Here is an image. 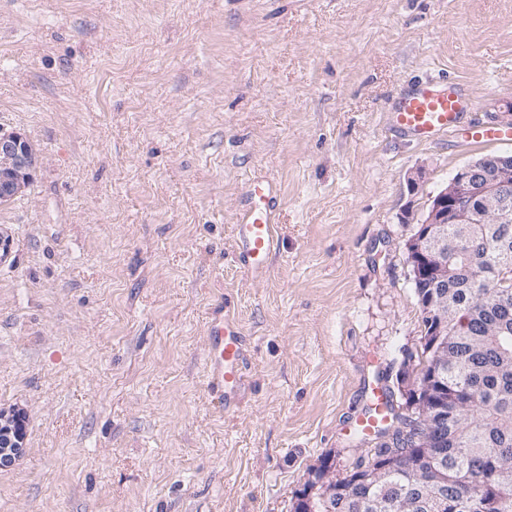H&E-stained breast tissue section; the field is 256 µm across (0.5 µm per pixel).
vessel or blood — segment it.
<instances>
[{
    "mask_svg": "<svg viewBox=\"0 0 512 512\" xmlns=\"http://www.w3.org/2000/svg\"><path fill=\"white\" fill-rule=\"evenodd\" d=\"M476 101L456 84L438 90L418 83L400 90L390 123L401 135L418 142H431L450 131L465 130L472 139L495 141L512 138V128L475 125L468 121ZM278 188L268 179H251L233 226L238 260L253 274H264L275 247ZM206 367L210 388L225 408L235 407L244 385L243 336L232 320L213 319L205 344Z\"/></svg>",
    "mask_w": 512,
    "mask_h": 512,
    "instance_id": "vessel-or-blood-1",
    "label": "vessel or blood"
}]
</instances>
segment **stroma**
<instances>
[{
  "instance_id": "stroma-1",
  "label": "stroma",
  "mask_w": 512,
  "mask_h": 512,
  "mask_svg": "<svg viewBox=\"0 0 512 512\" xmlns=\"http://www.w3.org/2000/svg\"><path fill=\"white\" fill-rule=\"evenodd\" d=\"M512 107V0H0V129L36 152L0 206V409L27 448L0 512H289L352 468L424 334L406 244L469 161L512 141L390 128L397 91ZM280 187L265 278L234 259L250 179ZM244 336L225 412L209 321Z\"/></svg>"
}]
</instances>
